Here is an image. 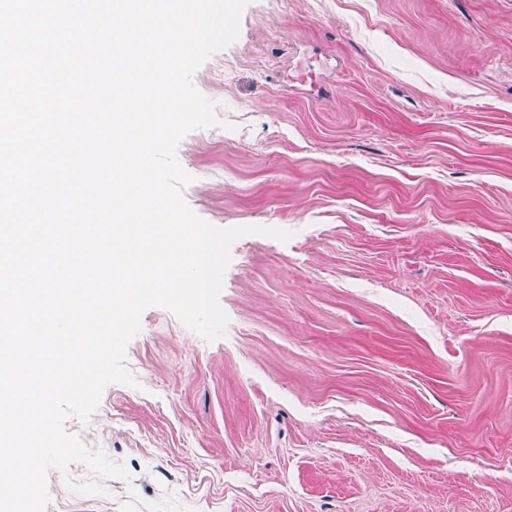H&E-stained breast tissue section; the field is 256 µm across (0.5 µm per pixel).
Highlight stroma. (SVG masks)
<instances>
[{
  "label": "stroma",
  "mask_w": 512,
  "mask_h": 512,
  "mask_svg": "<svg viewBox=\"0 0 512 512\" xmlns=\"http://www.w3.org/2000/svg\"><path fill=\"white\" fill-rule=\"evenodd\" d=\"M194 84L229 323L143 313L46 512H512V0H250Z\"/></svg>",
  "instance_id": "obj_1"
}]
</instances>
